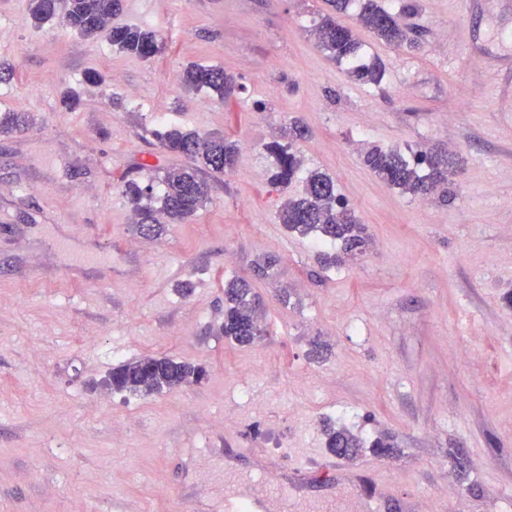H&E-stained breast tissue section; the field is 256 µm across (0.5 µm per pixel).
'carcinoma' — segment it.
<instances>
[{"label": "carcinoma", "instance_id": "1", "mask_svg": "<svg viewBox=\"0 0 512 512\" xmlns=\"http://www.w3.org/2000/svg\"><path fill=\"white\" fill-rule=\"evenodd\" d=\"M121 10L122 0H69L64 22L85 37L106 30L110 42L120 51L143 61L152 60L161 52V34L137 26L109 27L112 17ZM420 10L421 0H404L399 15L385 9L376 0H364L357 20L387 45L412 49L417 46V39L402 24L401 15L415 14ZM30 13L38 26L55 17L51 0H30ZM316 37L319 46L332 59L351 64L350 78L373 85L382 82L380 66L362 61V44L350 28L328 16L318 25ZM183 84L193 90H210L221 100L242 88L237 77L224 71L223 67L200 63H193L185 69ZM28 124L29 116L25 112L0 113V135L16 132ZM305 133L304 127L294 123L283 130L288 143L275 142L268 146L276 161L273 182L286 185L297 176L301 159L294 152L293 144ZM155 136L162 150L191 161L187 166L165 172L161 179L163 193L158 197L154 194L153 185L142 183L132 174L124 181L122 194L133 206L135 224L140 230L158 236L164 231V225L160 224L157 214L162 213L170 222L179 223L203 207L209 194L205 172L226 173L232 170L240 148L222 136L201 139L177 128L157 130ZM364 163L375 176L393 188L413 196H425L439 189L445 201L448 199V176L456 161L448 155H406L398 150L375 148L365 154ZM278 217L280 223L291 231L302 235L314 233L322 240L341 243L343 255L355 256L364 252L368 245L365 225L357 222L348 203L336 194L334 181L325 173H310L305 179L303 196L286 201ZM261 321L259 298L250 283L241 277L225 282L224 322L221 326L224 338L237 345L250 344L255 341L256 331L261 329ZM204 376L205 370L200 366L167 356H145L112 368L107 386L117 392L149 396L198 383ZM324 434L327 450L348 460L361 455L367 445L364 439L345 427L328 425ZM369 445L379 457H390L398 448L390 437H378Z\"/></svg>", "mask_w": 512, "mask_h": 512}]
</instances>
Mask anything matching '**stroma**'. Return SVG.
<instances>
[{"label": "stroma", "mask_w": 512, "mask_h": 512, "mask_svg": "<svg viewBox=\"0 0 512 512\" xmlns=\"http://www.w3.org/2000/svg\"><path fill=\"white\" fill-rule=\"evenodd\" d=\"M327 0H123L114 19L160 32L152 61L0 0V512H224L225 491L263 492L253 451L286 469L327 457L325 424L396 436L366 499L328 477L272 512H512V0H422L398 50L339 14L381 86L355 81L313 31ZM238 77L226 100L185 88L189 63ZM101 83L86 81L89 72ZM75 90L79 106L61 104ZM263 101L265 111L253 109ZM298 118L302 169L330 175L371 237L323 266L327 246L280 224L302 191L271 181L268 143ZM237 142L209 200L159 238L138 233L121 187L186 158L162 125ZM374 147L455 154L447 197H415L363 163ZM272 275L258 273L266 258ZM261 296L263 336L225 340L224 282ZM145 355L205 367L150 396L101 385Z\"/></svg>", "instance_id": "35a3bbf8"}]
</instances>
